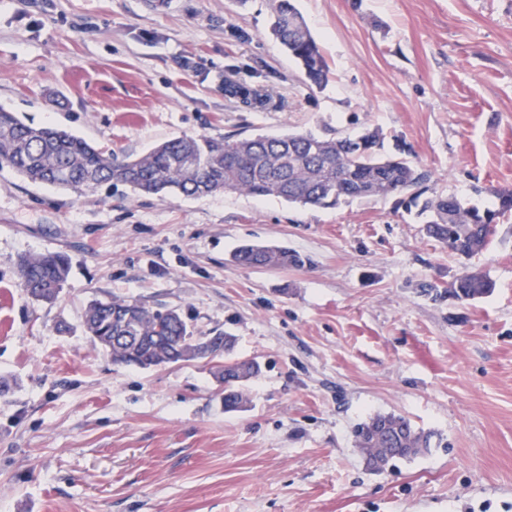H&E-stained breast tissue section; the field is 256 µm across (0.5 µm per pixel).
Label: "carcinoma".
<instances>
[{"label": "carcinoma", "instance_id": "1", "mask_svg": "<svg viewBox=\"0 0 512 512\" xmlns=\"http://www.w3.org/2000/svg\"><path fill=\"white\" fill-rule=\"evenodd\" d=\"M268 31L299 64L309 85L321 87L327 82L328 66L321 48L294 0H274ZM224 94L258 111L270 103L267 95L235 80L224 81ZM4 167L32 183L79 193L115 182L135 195L201 197L234 192L322 209L410 192V205L424 218L426 236L448 252L470 260L486 250L493 234L481 222L483 213L456 196H422L417 187L427 174L402 154L385 153L383 138L376 131L333 137L311 131L236 139L178 136L138 157L119 158L66 130L27 124L0 106V168ZM233 259L254 268L309 263L296 251L257 244L239 246ZM69 269L70 261L63 254H30L20 258L18 277L32 300L51 304L59 299ZM492 288L481 271L467 267L452 281L448 295L471 301ZM82 328L118 364L150 368L194 359V328L181 314L164 308L96 299L84 313ZM260 373L261 365L254 359L224 363V409L246 407L249 398L241 383ZM352 434L373 472L431 448V434L395 413L373 414L357 423Z\"/></svg>", "mask_w": 512, "mask_h": 512}]
</instances>
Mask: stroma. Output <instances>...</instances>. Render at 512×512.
Here are the masks:
<instances>
[{"instance_id": "1", "label": "stroma", "mask_w": 512, "mask_h": 512, "mask_svg": "<svg viewBox=\"0 0 512 512\" xmlns=\"http://www.w3.org/2000/svg\"><path fill=\"white\" fill-rule=\"evenodd\" d=\"M272 0H0V105L36 127L137 156L173 136L382 133L429 192L497 209L512 190V0H297L329 66L310 88L267 34ZM272 94L243 110L225 77ZM247 241L301 268L231 262ZM62 252L60 299L34 303L17 261ZM462 260L400 197L334 209L80 194L0 170V512H512V217ZM178 309L256 359L246 408L217 361L114 363L88 303ZM69 332H59V323ZM396 413L437 448L369 472L354 424ZM493 283L478 269L465 267L450 284L448 295L460 301H471L492 291Z\"/></svg>"}]
</instances>
